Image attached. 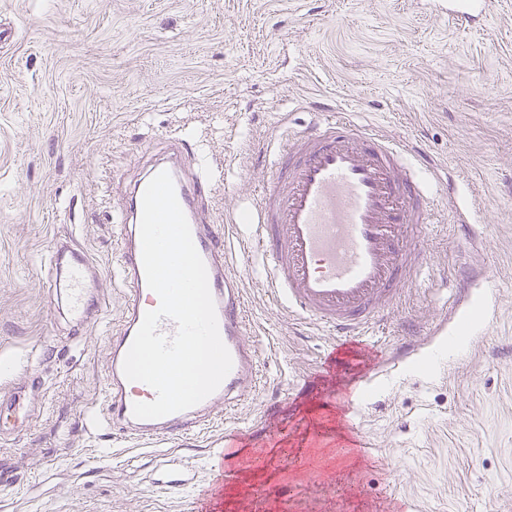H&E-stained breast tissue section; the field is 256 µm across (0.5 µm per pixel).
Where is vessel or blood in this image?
<instances>
[{"mask_svg":"<svg viewBox=\"0 0 512 512\" xmlns=\"http://www.w3.org/2000/svg\"><path fill=\"white\" fill-rule=\"evenodd\" d=\"M490 0H448L445 20L455 26L486 15ZM272 173L248 207L254 248L263 261L266 286L276 305L297 320L342 339L370 335L384 321L383 309L415 287L430 264L424 248L428 229L440 221L414 168L428 169L406 141L360 125L344 112H324L312 128L280 133ZM168 171L192 238L207 269L221 339L233 366L219 388L199 404L158 419H139L137 402L156 397L145 383L128 380L123 361L147 311L160 305L146 282L141 257L140 219L148 177L127 192L116 261L129 300L112 351L104 389L105 408L82 415L84 425L104 423L139 440L176 439L210 427L245 401L259 382L258 351L248 337L239 274L228 259L229 229L202 224L199 212L210 189L208 179L187 176L180 152L156 162ZM49 285L68 291L72 321L84 324L102 313L95 291L97 270L84 251L65 242L47 258ZM189 466L169 458L156 465L151 482L183 490ZM229 474L215 468L208 487L196 492L195 512H210L213 495Z\"/></svg>","mask_w":512,"mask_h":512,"instance_id":"vessel-or-blood-1","label":"vessel or blood"}]
</instances>
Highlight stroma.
<instances>
[{"label": "stroma", "instance_id": "obj_1", "mask_svg": "<svg viewBox=\"0 0 512 512\" xmlns=\"http://www.w3.org/2000/svg\"><path fill=\"white\" fill-rule=\"evenodd\" d=\"M448 0H0V512H194L150 487L169 455L209 479L224 427L115 447L103 407L128 292L113 272L126 186L178 139L214 175L207 220L244 217L277 131L324 109L412 143L474 207L471 240L430 228L431 267L373 336L369 382L344 412L370 444L336 446L335 412L299 401L333 336L275 307L246 228L231 239L261 379L228 424L237 471L213 512H512V0L453 27ZM99 264L100 319L78 333L47 282L58 238ZM227 424V425H228ZM292 449L277 459L275 445Z\"/></svg>", "mask_w": 512, "mask_h": 512}]
</instances>
